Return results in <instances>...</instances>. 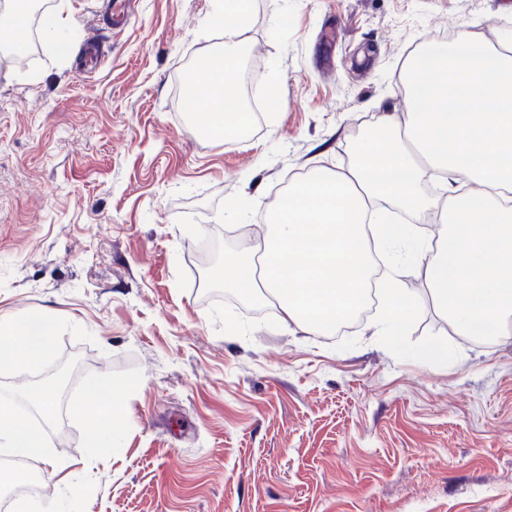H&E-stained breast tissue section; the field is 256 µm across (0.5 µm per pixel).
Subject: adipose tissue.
Returning <instances> with one entry per match:
<instances>
[{
  "mask_svg": "<svg viewBox=\"0 0 512 512\" xmlns=\"http://www.w3.org/2000/svg\"><path fill=\"white\" fill-rule=\"evenodd\" d=\"M24 0L0 6V44L26 49ZM235 57L193 91L209 127L225 140L238 137L249 115L234 98L224 74ZM406 122L378 117L360 140L351 163L309 172L275 206L268 230L248 251L224 257V285L242 276L259 279L275 301L284 325L307 334L335 335L341 321L367 297L372 266L369 239L399 245L415 240L411 225L392 232L382 204L428 216L436 226L422 244L424 276L434 306L462 336L499 340L512 335V40L496 45L460 31L450 41L426 44L407 63ZM476 183L473 193L424 194L432 178ZM380 328L403 335L413 301L397 268L379 288ZM57 320L40 309L0 318V372L42 363L49 355ZM126 388L96 385L72 402L77 415L98 423L93 446L108 454L115 436L107 426L119 418ZM42 432L0 401V448L29 457L43 453Z\"/></svg>",
  "mask_w": 512,
  "mask_h": 512,
  "instance_id": "1",
  "label": "adipose tissue"
}]
</instances>
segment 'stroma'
Masks as SVG:
<instances>
[{"instance_id":"35a3bbf8","label":"stroma","mask_w":512,"mask_h":512,"mask_svg":"<svg viewBox=\"0 0 512 512\" xmlns=\"http://www.w3.org/2000/svg\"><path fill=\"white\" fill-rule=\"evenodd\" d=\"M42 2L72 49L39 35L0 63V315L60 328L44 364L0 372V398L85 363L39 460L51 512H512V335L451 333L418 250L400 337L245 317L207 299L194 255L253 244L284 184L347 165L380 113L405 120L424 43L511 38L512 0H252L238 52L279 96L230 142L177 94L225 44L215 0ZM438 342L455 358L423 356ZM98 382L128 387L106 459L69 407Z\"/></svg>"}]
</instances>
